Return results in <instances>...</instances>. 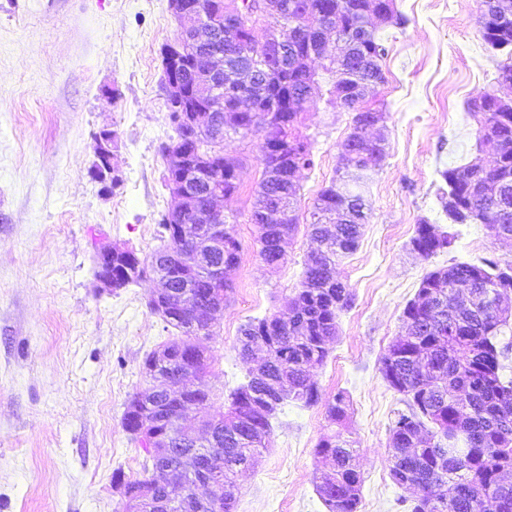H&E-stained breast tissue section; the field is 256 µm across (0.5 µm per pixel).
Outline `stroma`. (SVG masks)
I'll use <instances>...</instances> for the list:
<instances>
[{"instance_id": "obj_1", "label": "stroma", "mask_w": 512, "mask_h": 512, "mask_svg": "<svg viewBox=\"0 0 512 512\" xmlns=\"http://www.w3.org/2000/svg\"><path fill=\"white\" fill-rule=\"evenodd\" d=\"M396 4L407 22L381 32L386 82L373 98L388 113L387 154L365 195L359 245L336 262L354 303L312 371L321 402L279 407L268 449L238 481L236 512H325L314 449L331 430L326 403L340 389L359 448V512H409L389 478V430L404 403L380 358L427 273L485 258L512 264V239L482 224H448L437 201L440 170L492 159L468 110L494 87L499 61L479 32L482 0ZM177 35L168 0H0V512H118L113 473L144 474L145 454L121 419L150 386L144 358L176 332L148 305L153 282L95 290L92 237L142 258L168 243L159 225L171 203L160 146L172 133L161 50ZM112 89L117 98H105ZM351 121L320 94L306 104L300 130L315 164L298 176L299 226L274 268L262 262L248 220L262 140H225V156L241 161L240 189L224 201L237 217L240 263L201 380L211 405L189 408L186 425L228 406L248 369L241 327L283 312L299 287L314 248L313 203L336 175ZM104 129L118 135V179L108 191L91 176ZM424 220L456 234L450 250L427 259L412 251Z\"/></svg>"}]
</instances>
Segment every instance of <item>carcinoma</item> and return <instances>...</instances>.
I'll return each instance as SVG.
<instances>
[{"label":"carcinoma","instance_id":"1","mask_svg":"<svg viewBox=\"0 0 512 512\" xmlns=\"http://www.w3.org/2000/svg\"><path fill=\"white\" fill-rule=\"evenodd\" d=\"M295 5L292 11L268 15L272 26H295L308 29L303 48L316 46V23L321 16L338 12L345 26L336 37L322 71H304L292 67L262 48L244 42L239 55L225 50V35L231 27L224 25L208 43L192 47L186 56L183 71L188 89L192 92L210 91L203 77L208 60L215 54L224 57L220 72L222 89L257 101L284 90L291 96H301L309 83H324L328 89L340 86L353 90L360 84L385 82L379 59L385 47L378 35L359 30L366 14L376 6L375 0H282ZM479 32L487 45L495 50L508 51L507 61L500 64L497 80L512 81V19L500 24L479 17ZM481 111L477 118L480 140L492 136L500 146L495 165L470 162L440 171L446 185L440 196L443 211L452 224H483L492 236L512 235V110L502 108L495 91L481 96ZM355 111L353 119L361 121L384 109L349 98ZM172 122L174 135L187 147L208 140V131L194 132ZM224 137L244 141L258 133L251 115L232 109L222 111ZM299 117L288 123L273 119L264 136L276 142L288 143V156L302 166L314 165L312 143L297 132ZM377 157L364 162L350 150V139L341 144L337 177L320 190L313 204L310 237L317 248L308 256L300 287L287 300L288 317L279 315L254 318L240 330L239 355L248 360L254 351H263L265 358L248 370L247 381L230 393L227 408L215 411L206 423L213 431L218 447L214 455L199 452L193 441L176 424L177 415L164 391L132 397L125 407L122 427L134 435L140 429V414L149 412L156 424L152 433L170 436L171 447L159 449L161 456L146 457L144 471L163 464L187 476L217 461L219 485L222 489V512H235L237 478L270 443V419L288 400L316 404L319 391L311 382V369L322 364L337 333L340 312L350 308L354 294L347 285L336 279V261L357 249L361 227L368 214L360 210L359 201L373 180L374 167L386 155V142L376 146ZM263 177L255 193L250 215L257 214L279 202H286L290 217L286 224L257 225L259 256L268 266H277L284 258L282 244L297 230L298 188L283 184L272 175L276 160H261ZM233 158H213L201 166L202 176L193 185L199 203L218 190L228 198L238 189ZM355 172L351 180L340 181L339 174ZM192 220L186 212L162 221L169 232L168 244L159 253L172 251L183 257L167 268L169 293L165 323L177 330L181 338L159 347L169 357L165 370L180 375L185 383L205 373L208 366L207 341L211 325L203 320L206 312L221 303L229 283L216 284L208 279L202 264L221 266L224 275L236 267L239 242L235 225L224 220L221 246L207 244L209 230L195 239L182 242L175 237V226ZM456 236L436 234L432 225L422 221L416 225L410 244L413 251L427 259L454 244ZM137 261L129 254L112 260L113 281L127 287L131 284L125 270L134 269ZM193 292L197 310L182 309L178 293ZM468 290L479 296L512 295V273H507L497 261L485 259L481 264L455 263L428 273L422 280L414 299L403 310L405 334L395 340L380 359V372L388 385L404 396L407 411L397 412L390 428L391 459L389 476L401 489H422L411 500L410 512H485L490 502L495 512H512V493L504 497L499 484L512 472V381L505 382L508 347L498 346V332L504 320L497 309L466 307L460 304V293ZM350 399L344 390L338 391L327 403L329 422L343 426L349 416ZM434 431L424 435L426 423ZM321 471L316 491L327 512H358L361 503L362 474L357 464L358 449L338 430L323 435L315 448ZM151 478L126 480L117 472L112 482L124 496L126 512H152L154 500L168 498L172 512H192L187 484L183 481L165 482L155 486L153 497L141 490Z\"/></svg>","mask_w":512,"mask_h":512}]
</instances>
